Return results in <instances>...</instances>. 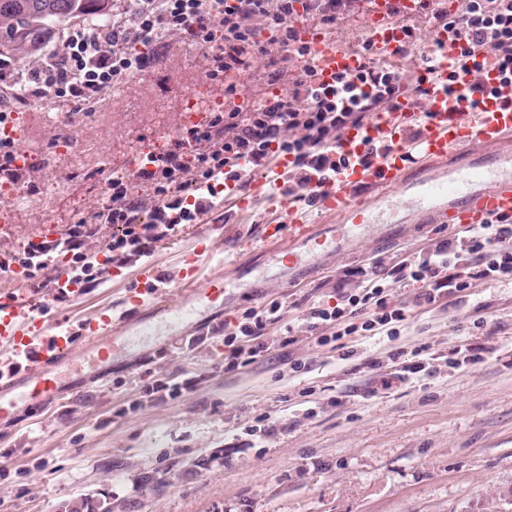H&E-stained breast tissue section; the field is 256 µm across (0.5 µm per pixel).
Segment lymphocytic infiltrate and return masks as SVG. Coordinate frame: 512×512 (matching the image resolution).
I'll return each instance as SVG.
<instances>
[{"mask_svg":"<svg viewBox=\"0 0 512 512\" xmlns=\"http://www.w3.org/2000/svg\"><path fill=\"white\" fill-rule=\"evenodd\" d=\"M353 0H133L127 16L106 27L76 25L49 50L29 75L34 101L88 97L118 84L148 65L147 47L168 34L184 31L206 51L207 77L223 84L225 97L237 93L233 75L265 57L269 82L287 81L286 94L264 95L251 109L212 113L207 124L183 129L173 147L155 154V167L129 175L109 167L99 174L108 198L87 218L64 225L52 242L28 241L0 258V276L22 268L39 307H47L57 258H64L70 283L91 288L111 268L150 257L156 243L186 224L201 223L214 206L217 186L241 182L266 168L273 157L291 160L287 193L312 204L311 182L332 184L340 166L332 155L349 130L363 129L375 113L394 111L411 95L424 102L434 81L433 65L419 73L375 62L363 44L359 67L337 76L326 90L313 86L314 67L298 38L307 21L335 29ZM436 27L454 31L467 47L458 61L473 70L466 88L448 74V96L465 95L472 109L484 110L512 87V0H464L455 13L435 8ZM491 60L500 84L488 87L480 77L482 60ZM148 187L136 194L134 185ZM512 286V218L498 217L470 226L465 235L429 239L417 252L392 262L377 257L345 270L335 286V303L318 301L301 311L314 348L352 356L350 336L398 335V326L419 308L447 302L457 308L475 288ZM281 302L248 309L225 319L224 368L250 366L271 346V325L283 321Z\"/></svg>","mask_w":512,"mask_h":512,"instance_id":"f902f5d3","label":"lymphocytic infiltrate"}]
</instances>
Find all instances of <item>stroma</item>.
<instances>
[{
    "label": "stroma",
    "mask_w": 512,
    "mask_h": 512,
    "mask_svg": "<svg viewBox=\"0 0 512 512\" xmlns=\"http://www.w3.org/2000/svg\"><path fill=\"white\" fill-rule=\"evenodd\" d=\"M156 62L112 87L103 110L76 111L46 99L17 121L21 144L39 166L23 208L0 191L7 233L0 251L20 248L40 227L88 217L106 197L101 161L126 167L142 150L161 152L183 130L174 88L214 99L209 61L189 35L172 33ZM263 207L249 216L221 202L210 227L189 224L160 241L151 256L163 277L177 274L180 253L209 232L213 250L201 277L223 274L258 226L275 219ZM369 225L354 255L325 258L314 274L254 288L210 312L214 323L271 301L320 300L344 270L381 256L423 248L436 228L413 224L402 197ZM138 264L75 301L49 304V315L78 325L102 308L119 310ZM155 333L118 355L112 372L59 405L24 411L0 425V512H65L88 501L98 512H506L512 489V287L478 288L453 311H418L397 339L353 336L352 357L312 349L304 328L271 326L278 342L241 372L224 369V341L195 325L171 346L164 315ZM466 343L487 348L484 362L448 368ZM426 347L431 367L412 382L376 388L400 365L397 351ZM303 359L305 369L289 362ZM190 380L176 397L144 398L146 385ZM265 418V437L250 435Z\"/></svg>",
    "instance_id": "35a3bbf8"
}]
</instances>
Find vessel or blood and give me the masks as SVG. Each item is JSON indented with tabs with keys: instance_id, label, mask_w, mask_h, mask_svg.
Wrapping results in <instances>:
<instances>
[{
	"instance_id": "vessel-or-blood-1",
	"label": "vessel or blood",
	"mask_w": 512,
	"mask_h": 512,
	"mask_svg": "<svg viewBox=\"0 0 512 512\" xmlns=\"http://www.w3.org/2000/svg\"><path fill=\"white\" fill-rule=\"evenodd\" d=\"M394 6L400 10L396 18L390 14ZM419 13L418 0H374L366 28L379 58H397L405 39L402 24ZM298 36L309 48L318 86L333 84L337 74L355 71L360 63L355 50L321 29L302 25ZM368 141L382 145L380 156L369 164L348 167L336 183L316 189L334 228L329 237L316 234L289 197L279 192V179L289 170L288 158L274 159L275 177L253 181L248 193L225 185L224 196L238 213L252 212L263 200L275 203L279 218L263 225L256 245L266 255L272 277L283 279L295 270L316 271L319 260L336 253L340 244L359 243L365 226L376 221L374 204L407 187L406 166L414 154L429 173L411 201L419 223L484 224L497 216H512V173L497 170L490 160L456 167L449 164L461 154L511 144L512 103L498 99L485 111L476 112L466 97L450 98L438 89L423 104L404 98L396 111L376 113L364 129L343 135L342 149L361 154ZM209 241V236H202L200 244L183 253L173 281L175 302L166 301L164 279L147 263L141 266L136 284L126 289L120 315L103 310L75 329L48 318L35 303L1 294L0 420H14L28 407L55 404L81 392L92 378L108 374L120 342L147 331L152 310L167 311L179 325L171 341L182 342L183 324L196 319L198 306L225 302L254 276V265L236 259L232 276H218L206 287L195 288L199 260L211 250ZM79 344L91 354L94 371L63 379L61 373Z\"/></svg>"
}]
</instances>
